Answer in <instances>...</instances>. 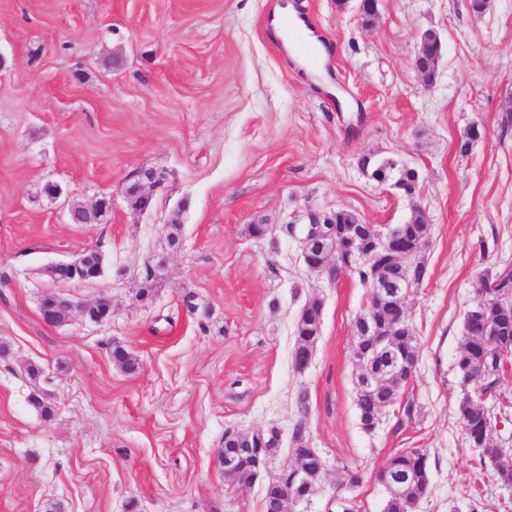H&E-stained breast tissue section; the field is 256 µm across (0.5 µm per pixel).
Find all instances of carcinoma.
<instances>
[{"label":"carcinoma","mask_w":512,"mask_h":512,"mask_svg":"<svg viewBox=\"0 0 512 512\" xmlns=\"http://www.w3.org/2000/svg\"><path fill=\"white\" fill-rule=\"evenodd\" d=\"M428 224L421 209H416L411 220L403 225L406 258L399 263L388 252L376 250L371 237L357 240L351 251L340 256L339 263L350 269L366 286L370 285L372 270L377 276L396 272L404 281L422 284L428 277V269L420 257V244L427 238ZM479 298L465 316V335L455 366L463 382L473 384L478 390L476 400L464 397L458 404V414L463 422L471 447L482 450L481 461H489L497 482L512 486V454L501 451L492 442L493 425L489 422L486 401L498 397L499 375L507 369L497 364L501 351L512 352V306L504 308L495 301L493 293L502 288L512 289V268H504L494 275L479 279ZM322 303L310 299L298 319L293 351V367H300V359L313 353L321 327ZM401 305L378 304L372 309L369 323L381 336L388 338L390 351L376 357L387 365L389 357L398 356L412 362L418 361V343L414 330H401ZM413 373L401 371L392 376H382L376 365L362 368L356 382V406L360 422L380 418L382 413L399 403L398 388L412 380ZM295 465L308 472L311 487H316L322 475L318 474L319 456L303 451L302 428H297ZM394 470L408 473L414 479L401 486L399 495L407 499L422 498L429 488L430 469L428 456L419 449L394 454L386 461ZM282 499L280 483L267 486L264 497L265 512H280Z\"/></svg>","instance_id":"carcinoma-1"}]
</instances>
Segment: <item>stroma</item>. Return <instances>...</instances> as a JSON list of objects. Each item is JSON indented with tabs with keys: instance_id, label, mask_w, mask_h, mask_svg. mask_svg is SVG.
Returning a JSON list of instances; mask_svg holds the SVG:
<instances>
[{
	"instance_id": "obj_1",
	"label": "stroma",
	"mask_w": 512,
	"mask_h": 512,
	"mask_svg": "<svg viewBox=\"0 0 512 512\" xmlns=\"http://www.w3.org/2000/svg\"><path fill=\"white\" fill-rule=\"evenodd\" d=\"M280 2L0 0V512H264L298 428L326 470L292 512H336L338 497L382 512L377 472L408 448L431 471L416 512H512V488L466 442L455 367L479 278L512 266V0L479 17L470 0H378L370 23L360 0H293L311 36L288 43ZM428 29L443 55L426 85L413 60ZM309 43L325 49L314 64ZM474 123L486 135L459 154ZM366 155L414 168L417 196L367 175ZM142 169L163 182L140 212L123 189ZM50 181L83 205L111 198L110 215L70 223ZM339 208L384 232L418 208L429 224L428 278L406 306L419 358L400 398L414 413L390 408L371 432L353 357L369 290L302 259L309 214ZM90 248L103 276L64 291L110 301L111 319L47 325L49 267ZM312 298L321 331L300 373ZM117 345L137 371L113 361ZM272 430L260 480H227L225 433ZM322 303L317 298L310 299L298 319L293 351V367L300 368V358L312 356L321 327Z\"/></svg>"
}]
</instances>
